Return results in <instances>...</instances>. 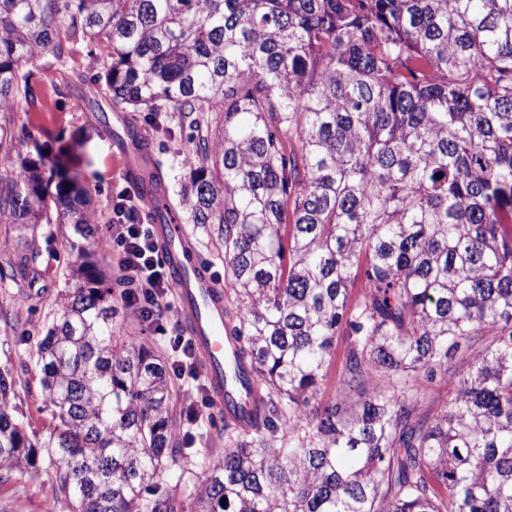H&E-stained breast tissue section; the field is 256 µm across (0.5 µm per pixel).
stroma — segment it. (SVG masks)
I'll return each mask as SVG.
<instances>
[{"instance_id":"stroma-1","label":"stroma","mask_w":512,"mask_h":512,"mask_svg":"<svg viewBox=\"0 0 512 512\" xmlns=\"http://www.w3.org/2000/svg\"><path fill=\"white\" fill-rule=\"evenodd\" d=\"M93 73L92 59L83 47L75 50L62 66L52 57L42 58L32 79L33 97L27 106L29 134L14 137L12 144L0 147V176H12L19 159L34 156V142L49 144L52 154L60 156L83 183L93 187L90 207L101 226L108 221L113 192L130 184L126 173L129 157L115 142L116 133L124 128L122 113L105 116L76 104ZM133 119L151 143L166 191L176 194L186 175L185 160L192 148L187 125L182 124L179 116H172L168 121L170 131L163 134L156 132L142 113H134ZM39 245V285L44 303L49 304L64 293V272L78 253L65 247L57 233L40 235ZM43 328V316L39 313L22 319L14 329L0 323V367H15L33 357ZM177 432L180 437L194 439L186 466L195 471L211 459L212 449L225 445L219 423L208 419L181 421ZM51 497L47 476L17 475L0 486V512H44Z\"/></svg>"}]
</instances>
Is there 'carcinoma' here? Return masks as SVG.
Instances as JSON below:
<instances>
[{
    "instance_id": "1",
    "label": "carcinoma",
    "mask_w": 512,
    "mask_h": 512,
    "mask_svg": "<svg viewBox=\"0 0 512 512\" xmlns=\"http://www.w3.org/2000/svg\"><path fill=\"white\" fill-rule=\"evenodd\" d=\"M83 44L112 110L195 132L178 205L224 256L259 399L178 497L187 409L114 334L92 190L36 140L0 177L26 250L0 285L31 312L40 226L85 245L34 357L57 424L0 371V474L49 472L46 512H512V0H0V112ZM134 186L167 200L157 171ZM345 349V340L343 336H339L336 342V348L333 350L332 357L328 366L326 367L325 385L323 389L326 394L334 392L338 385L339 377L341 374V363Z\"/></svg>"
}]
</instances>
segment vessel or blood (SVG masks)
<instances>
[{
  "label": "vessel or blood",
  "instance_id": "obj_1",
  "mask_svg": "<svg viewBox=\"0 0 512 512\" xmlns=\"http://www.w3.org/2000/svg\"><path fill=\"white\" fill-rule=\"evenodd\" d=\"M156 225L160 255L178 300V313L200 355V364L217 410L233 427H248L247 412L257 392L254 376L229 378L226 364L235 350L224 335V290L218 287L202 258L188 244L174 210Z\"/></svg>",
  "mask_w": 512,
  "mask_h": 512
}]
</instances>
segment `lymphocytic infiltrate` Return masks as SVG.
<instances>
[{
    "label": "lymphocytic infiltrate",
    "mask_w": 512,
    "mask_h": 512,
    "mask_svg": "<svg viewBox=\"0 0 512 512\" xmlns=\"http://www.w3.org/2000/svg\"><path fill=\"white\" fill-rule=\"evenodd\" d=\"M106 245L116 257L120 300L153 336H168L169 345L178 358L173 365L177 376L199 380L194 349L188 340L169 335L163 323L172 308L173 289L150 224H147L141 201L125 188L112 198V216L105 226Z\"/></svg>",
    "instance_id": "obj_1"
}]
</instances>
